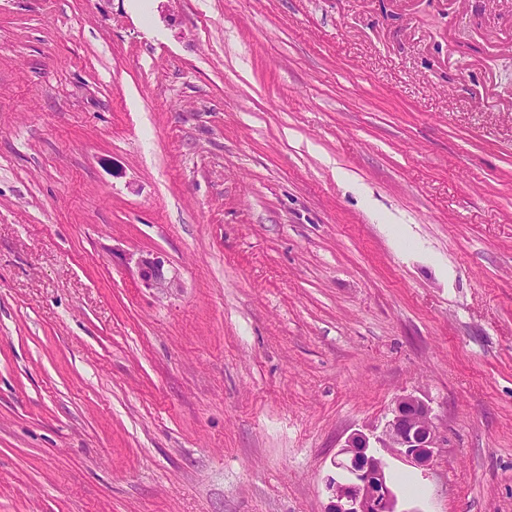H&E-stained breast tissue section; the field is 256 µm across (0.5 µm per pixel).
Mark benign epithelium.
Returning <instances> with one entry per match:
<instances>
[{
	"label": "benign epithelium",
	"mask_w": 512,
	"mask_h": 512,
	"mask_svg": "<svg viewBox=\"0 0 512 512\" xmlns=\"http://www.w3.org/2000/svg\"><path fill=\"white\" fill-rule=\"evenodd\" d=\"M129 261L136 266L143 285L155 293L167 295L178 287L161 255H131ZM434 419L427 402L405 395L380 433L352 432L340 450L342 458L333 461L339 476L326 481L331 512H399L397 496L388 484L386 464L373 449L386 448L412 465L427 467L438 442Z\"/></svg>",
	"instance_id": "1"
}]
</instances>
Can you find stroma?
<instances>
[{"instance_id": "1", "label": "stroma", "mask_w": 512, "mask_h": 512, "mask_svg": "<svg viewBox=\"0 0 512 512\" xmlns=\"http://www.w3.org/2000/svg\"><path fill=\"white\" fill-rule=\"evenodd\" d=\"M409 393L512 512V0H0V512H329ZM128 260L134 262L145 288L162 295L170 294L173 289L178 288L176 278L169 275L166 260L161 255L148 253L135 257L134 254H131Z\"/></svg>"}]
</instances>
